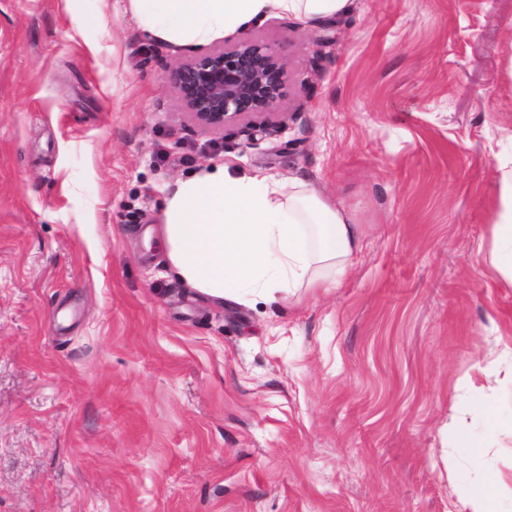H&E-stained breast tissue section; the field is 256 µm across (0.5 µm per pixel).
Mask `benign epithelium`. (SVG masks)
<instances>
[{"mask_svg":"<svg viewBox=\"0 0 512 512\" xmlns=\"http://www.w3.org/2000/svg\"><path fill=\"white\" fill-rule=\"evenodd\" d=\"M166 80L198 127L221 131L274 113L288 89V70L268 44L245 39L193 57Z\"/></svg>","mask_w":512,"mask_h":512,"instance_id":"7a95c632","label":"benign epithelium"}]
</instances>
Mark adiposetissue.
Segmentation results:
<instances>
[{
	"label": "adipose tissue",
	"instance_id": "ef3b65f1",
	"mask_svg": "<svg viewBox=\"0 0 512 512\" xmlns=\"http://www.w3.org/2000/svg\"><path fill=\"white\" fill-rule=\"evenodd\" d=\"M141 28L181 47L199 46L268 14L309 22L350 12L353 0H128ZM491 226L494 269L512 282V170L502 171ZM159 235L170 266L199 293L236 302L338 285L361 247L342 207L299 179L221 166L178 181Z\"/></svg>",
	"mask_w": 512,
	"mask_h": 512
}]
</instances>
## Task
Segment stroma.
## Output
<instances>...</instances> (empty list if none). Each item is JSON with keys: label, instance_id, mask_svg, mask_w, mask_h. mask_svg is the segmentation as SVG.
Wrapping results in <instances>:
<instances>
[{"label": "stroma", "instance_id": "obj_1", "mask_svg": "<svg viewBox=\"0 0 512 512\" xmlns=\"http://www.w3.org/2000/svg\"><path fill=\"white\" fill-rule=\"evenodd\" d=\"M286 62L278 133L204 131L201 54L110 0H0V512H512V0H354L212 41ZM297 178L362 249L340 287L232 303L153 230L177 180ZM483 398L500 424L474 413ZM498 211L491 224L494 269L512 284V170H503L497 186ZM496 484L497 481L493 476L481 475L474 483V492L464 504L465 510L468 512H496V498L491 492Z\"/></svg>", "mask_w": 512, "mask_h": 512}]
</instances>
